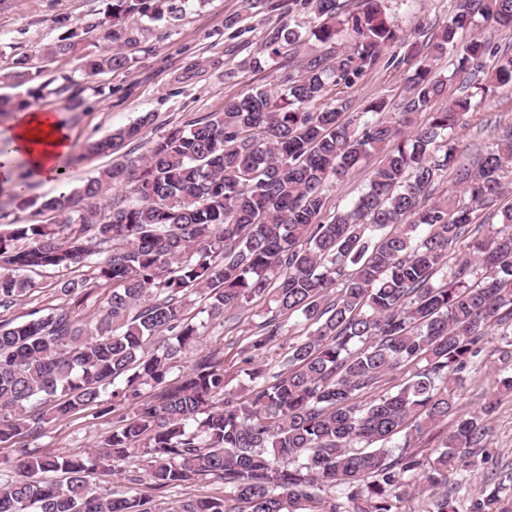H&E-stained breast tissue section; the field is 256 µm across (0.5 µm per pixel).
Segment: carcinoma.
<instances>
[{
    "instance_id": "carcinoma-1",
    "label": "carcinoma",
    "mask_w": 512,
    "mask_h": 512,
    "mask_svg": "<svg viewBox=\"0 0 512 512\" xmlns=\"http://www.w3.org/2000/svg\"><path fill=\"white\" fill-rule=\"evenodd\" d=\"M105 2L102 20L55 19L63 32L40 57L72 55L98 31L109 46L84 61L85 74L125 69L142 23L176 21L191 0ZM303 6L318 21L320 49L299 56L302 27L288 23L268 31L262 55L248 62L261 71L296 56L276 90L253 89L221 112L172 126L146 154L81 186L63 177L56 195L31 198L0 183V198L50 216L0 230V311L39 288L40 271H94L92 282H57L70 300L65 310L0 317V441L97 410L106 394L112 406L132 407L101 453L31 451L0 468V512H163L128 491L91 487L103 462L128 463L139 452L158 490L208 478L224 484L223 495L190 497L173 512H398L413 493L432 512H457L465 483L448 472L464 476L486 462L489 420L512 396V374L476 411L462 410L456 394L463 374L478 371L495 327L512 345V205L498 212L508 232L476 236L512 175V134L471 165L451 137L489 88L512 89V52L478 36L460 43L457 34L477 14L511 28L512 0H458L450 21L408 45L385 0H359L346 17L339 0ZM395 46L387 64L412 69L395 120L384 117V97L345 116L341 90ZM450 53L454 71L445 77L437 65ZM459 74L467 78L456 96ZM0 82L25 88L0 96V112L47 95L80 105L71 75L48 78L26 53ZM444 97L448 106L432 109ZM152 123L147 113L87 141L77 159L114 151ZM376 151L384 156L366 190L325 218V186ZM450 171L463 191L430 199ZM467 236L469 254L448 269L450 250ZM93 288L111 293L100 313L83 317ZM192 295L206 299L211 321L256 298L275 304L239 351L245 397L227 390L217 351L170 379L204 328L188 317ZM286 313L300 314L307 334L288 343L278 371L253 366L286 336ZM405 367L410 377L399 389L368 398ZM143 385L161 391L140 404ZM450 416L454 427L427 456L412 450L413 439ZM466 503L467 512H512V473L467 493Z\"/></svg>"
}]
</instances>
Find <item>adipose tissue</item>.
Listing matches in <instances>:
<instances>
[{"label":"adipose tissue","instance_id":"adipose-tissue-1","mask_svg":"<svg viewBox=\"0 0 512 512\" xmlns=\"http://www.w3.org/2000/svg\"><path fill=\"white\" fill-rule=\"evenodd\" d=\"M0 141L7 153L0 154V180H15L19 169L32 178L53 182L60 163L72 152V140L58 115L32 107L18 112L15 120L0 127Z\"/></svg>","mask_w":512,"mask_h":512}]
</instances>
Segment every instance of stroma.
Wrapping results in <instances>:
<instances>
[{
  "instance_id": "obj_1",
  "label": "stroma",
  "mask_w": 512,
  "mask_h": 512,
  "mask_svg": "<svg viewBox=\"0 0 512 512\" xmlns=\"http://www.w3.org/2000/svg\"><path fill=\"white\" fill-rule=\"evenodd\" d=\"M386 5L388 13L398 20L401 36L411 41L415 38L417 22L430 26L448 20L456 11L457 0H386ZM104 8V0H0V69H8L13 54H32L55 40L59 34L55 18L66 17L80 23L102 17ZM229 17L236 18V25L226 26L225 20ZM298 19L310 26L315 23L305 9L282 7L280 0H269L267 6L256 8L252 7L251 0H191L183 17L175 23L150 24L132 51L130 68L93 77L85 75L81 58L103 53L107 45L98 35H89L79 54L48 65L51 72L72 75L80 106L71 109L64 100L48 97L39 101V108L59 115L77 147L87 140L107 135L144 113H153L154 121L145 137L126 143L120 151L74 163L66 171L67 178L78 183L112 163L137 159L146 153L148 140L172 125L223 111L225 100L233 96L256 87L276 89L277 70L255 72L246 69L245 64L259 54L267 30ZM408 76L407 70L379 65L347 90L351 111H362L376 97L401 102L407 94ZM509 125H512V91L500 89L480 109L462 117L453 138L467 156L472 157L495 143L503 128ZM379 161V154L369 155L349 171L343 182L330 187L327 214L351 206L366 188ZM57 279V273L51 270L38 275V291L19 302L12 309V316L25 320L61 306L62 299L55 290ZM269 307L268 301L256 299L231 310L229 321L209 324L204 336L183 351L178 362L180 369L190 368L203 352L221 350L229 387L241 391L247 378L241 370L238 352L256 332ZM482 361V369L470 374L458 388L464 410L479 409L498 379L512 372V346L503 347L499 337H491ZM126 413V408L119 407L96 418L81 411L53 421L38 437L19 436L0 443V462L15 460L35 448L44 453L64 452L77 456L95 451ZM488 448L487 462L467 473L468 488L481 487L492 472L512 468L510 398L500 402L492 418ZM91 481L100 490L116 485L131 486L134 494L154 498L168 512L186 497L219 495L224 491L221 482L209 479L161 493L154 490L149 470L143 464L119 463L112 472L92 475Z\"/></svg>"
}]
</instances>
